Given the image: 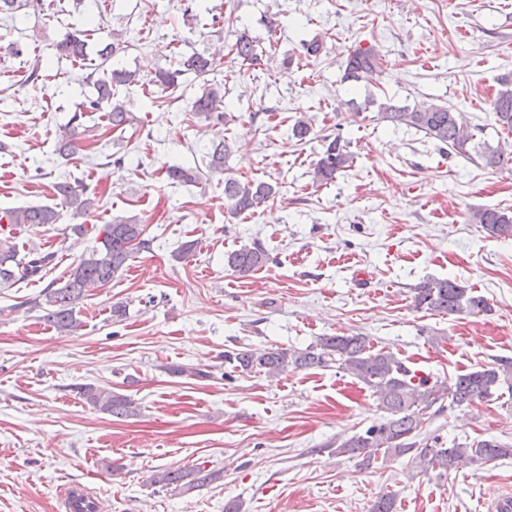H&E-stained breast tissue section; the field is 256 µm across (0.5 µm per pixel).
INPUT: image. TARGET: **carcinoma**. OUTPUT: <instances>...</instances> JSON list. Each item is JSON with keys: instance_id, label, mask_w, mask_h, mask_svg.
Returning a JSON list of instances; mask_svg holds the SVG:
<instances>
[{"instance_id": "1", "label": "carcinoma", "mask_w": 512, "mask_h": 512, "mask_svg": "<svg viewBox=\"0 0 512 512\" xmlns=\"http://www.w3.org/2000/svg\"><path fill=\"white\" fill-rule=\"evenodd\" d=\"M43 0H0V14L13 16L22 9H42ZM110 42L96 51L98 62L92 64L87 79L96 91V98L89 104L77 106L59 141V152L68 156L76 150V140L92 133L82 123L86 112H102L112 131L125 130L132 117L125 106L115 99L117 90L137 82L136 72L111 64L112 58L127 50L121 34L112 32ZM61 57L74 62L89 59L87 34L80 30L66 32L56 43ZM230 52L243 63L253 65L260 60L254 41L244 32L235 34ZM215 68V55L194 52L179 56L175 66L159 68L152 82L168 90L179 87V78L192 74L203 79L200 92L190 104V112L197 119L218 124L226 119L224 85L210 83L205 76ZM379 68V57L371 48H357L345 60L342 82L358 83ZM503 89L492 102L495 123L502 130L512 132V77L500 79ZM378 120L395 128L406 126L421 131L425 136L448 151V155L461 157L485 168H497L504 162L502 144L492 145L482 138L484 129L473 125L466 113L446 104L423 102L414 106L378 104ZM291 137L306 142L313 132L306 117L295 120L290 129ZM236 143L222 139L212 144L205 153L206 169L211 174H224L227 158ZM350 143L338 134L322 138L319 153L312 172V181L327 184L336 179L341 171L351 167L354 153ZM173 184H191L200 180L199 167L172 166L166 171ZM55 196L79 218L91 214L99 205L95 193L79 182L58 181L53 185ZM279 186L255 179H224V203L233 215L254 214L275 200ZM6 223L0 222V287L40 281L55 268L56 253L33 246L20 253L15 243L16 231L40 224H56L60 213L50 205H28L3 211ZM471 221L480 224L493 237L512 236V213L498 208H478ZM73 232L84 235L96 233L99 245L81 255L64 275L52 279L43 289L41 298L33 307L44 312L47 321L60 335H69L80 326L77 308L93 288L107 285L123 270L133 250L150 248L145 238L146 227L134 218H122L110 224H74ZM269 255L262 245L244 244L227 254V267L241 277L261 269ZM416 308L443 315H477L489 308L487 299L474 294L473 289L448 278H434L414 288ZM224 361L233 369L248 373L282 374L311 368L336 369L352 375L365 384L374 394L378 406L384 412L381 421L369 426L364 432L342 440L336 451L362 458L365 462L376 459L378 454L389 457H412L415 467L423 472L434 469L446 470L459 464L486 463L512 458V448L496 440H478L457 443L450 448H436L419 439L422 415L448 391L450 405L461 406L476 397L491 399L501 390L512 393V361L499 360L491 366L470 370L457 375L444 389L429 376H420L401 359L389 351H373L371 339L362 334L322 336L304 349L275 348L257 352L240 350L224 354ZM82 396L97 410L117 418L134 416L138 406L130 397L110 389L94 386L80 388ZM221 472L206 471L202 467L185 470L160 468L150 475V484L162 490L180 489L189 492L208 482L219 480Z\"/></svg>"}]
</instances>
